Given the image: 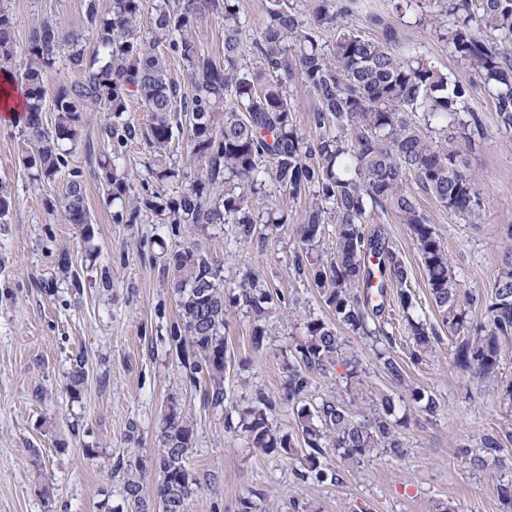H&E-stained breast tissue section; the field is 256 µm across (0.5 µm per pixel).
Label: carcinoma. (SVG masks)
Segmentation results:
<instances>
[{"instance_id":"1","label":"carcinoma","mask_w":512,"mask_h":512,"mask_svg":"<svg viewBox=\"0 0 512 512\" xmlns=\"http://www.w3.org/2000/svg\"><path fill=\"white\" fill-rule=\"evenodd\" d=\"M147 0H85L93 51H87L83 28H63L50 21L34 29L23 48V68L15 73V20L0 3V71L18 81L25 92V133L22 163L36 180L50 181L66 167L76 146L87 112H108L112 122L100 130L112 143V156L99 160L95 177L108 187L118 210L116 223L136 220L141 208L154 212L161 224H233L240 240L255 233L278 234L288 223V210L274 207L259 213L251 197L271 181L292 200L304 199L300 221L292 233L298 243L295 265L303 270L334 225L335 253L312 269L311 280L334 317L327 322L311 315L298 318L304 334L289 349L284 398L296 405L298 429L304 447L298 448L275 419L278 402L256 390L237 424L225 418V428L245 435L249 444L266 453L298 457L295 476L303 483L339 480V470L328 461L336 451L342 460L358 462L375 448L399 451L401 421L391 399L384 395L370 406L323 399L308 405L311 373L340 365L356 378L359 361L346 349L339 329L371 342L376 360L394 382L406 375L394 359L395 338L380 322L387 289L397 288L399 307L406 313L418 354L432 350L435 329L415 321L408 270L401 254L390 246L382 229L365 232L371 212L390 208L413 233L425 270L433 305L448 332L456 336L453 364L481 386L498 383L503 346L512 338V246L506 248L484 316L475 322L469 309L479 295L457 279L434 225L404 187L409 174L441 206L482 220L477 175L468 168L458 148L448 144L471 141L483 131L463 85H449L448 74L428 59L390 50V36L382 41L347 29L342 19L356 0H319L316 21L333 32L330 47L318 44L307 32L295 0H263L266 23L252 41L259 71L241 63L243 25L237 0H153V26L148 36L134 35ZM452 17L446 29L448 43L470 75L494 89L498 123L512 132V56L499 51L497 41L512 39V0H448ZM224 20V63L198 50L202 19L208 14ZM169 41L187 63L191 91L168 75L155 44ZM66 58L77 78L56 88L47 99L43 75L58 56ZM299 72L318 105L308 116L316 137L299 134L294 124L288 79ZM137 98L152 112L145 132L122 119L128 101ZM51 102L54 124L44 126L46 102ZM188 116L187 139L198 174L189 185L167 199L150 192L130 201L122 148L144 138L155 153L168 150L173 138L170 114ZM441 124V137L425 133L421 124ZM69 224L91 223L86 205L85 177L69 173L61 203ZM177 295L181 326L179 343L192 350L191 374L208 381L211 405L228 400L224 369L228 361L224 340L227 303L246 309L252 318V346L259 350L268 335L267 323L275 310L274 297L256 276L247 278L239 292L226 298L220 263L193 244L168 258ZM380 296L372 303V296ZM194 442V425L173 407L161 428L159 448L152 463L161 481L157 499L161 512H187L196 480L186 468ZM512 419L504 417L497 430L483 435L480 445H463L458 455L477 468L488 462L512 469ZM137 472L127 474L126 499L135 512H148Z\"/></svg>"}]
</instances>
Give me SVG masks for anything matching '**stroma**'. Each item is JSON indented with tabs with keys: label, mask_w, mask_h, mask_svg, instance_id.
Returning a JSON list of instances; mask_svg holds the SVG:
<instances>
[{
	"label": "stroma",
	"mask_w": 512,
	"mask_h": 512,
	"mask_svg": "<svg viewBox=\"0 0 512 512\" xmlns=\"http://www.w3.org/2000/svg\"><path fill=\"white\" fill-rule=\"evenodd\" d=\"M7 6L20 46L43 22L84 24L82 0H8ZM443 9L444 0H360L344 22L373 39L391 30L395 52L425 57L464 85L484 130L463 147L479 177L482 222L469 223L439 206L415 178H408L406 188L434 224L462 284L487 300L505 250L503 229L512 224V137L499 132L487 88L441 38L438 28L448 22ZM110 120L107 112L88 113L82 142L68 157L70 168L85 174L92 219L86 227L66 223L57 209L67 171L49 182L33 180L21 161L20 125L0 121V195L12 205L9 223L0 224V512H131L123 492L129 466L139 470L142 496L157 512L159 473L151 460L172 407L195 429L186 467L201 487L189 512H236L239 499L257 491L266 494L258 502L261 512H293L296 503L303 512H500L499 471L477 470L457 450L497 428L504 411L495 392L477 390L454 366L455 339L431 302L408 225L389 209L372 212L365 228L386 229L410 272L414 315L435 328L437 342L431 352L416 355L406 317L396 299L387 297L393 354L409 381L404 388L386 375L369 345L346 338L361 362L365 394L390 395L396 416L405 418L399 429L403 451L376 450L361 463H339L336 483L300 482L293 474L298 461L248 447L243 434L225 430L223 408L206 402L204 377L191 376L188 368L191 354L172 342L180 316L167 270L171 254L197 242L221 263L226 288L254 272L281 295L259 350L251 344L246 310L229 308L224 338L232 361L224 385L235 404L258 389L280 398L277 419L293 435L296 409L282 395L286 353L303 329L289 324L288 315L305 311L327 320L331 314L309 274L295 269L291 229L242 244L230 224H161L150 211L133 223H114L83 147L89 140L97 152H109L100 130ZM121 163L134 196L142 195L150 168L176 170L175 178L153 185L165 198L192 174L186 136L179 132L162 156L143 139L129 142ZM79 364L86 379L75 396L66 385ZM412 386L436 398V414L411 400Z\"/></svg>",
	"instance_id": "stroma-1"
}]
</instances>
